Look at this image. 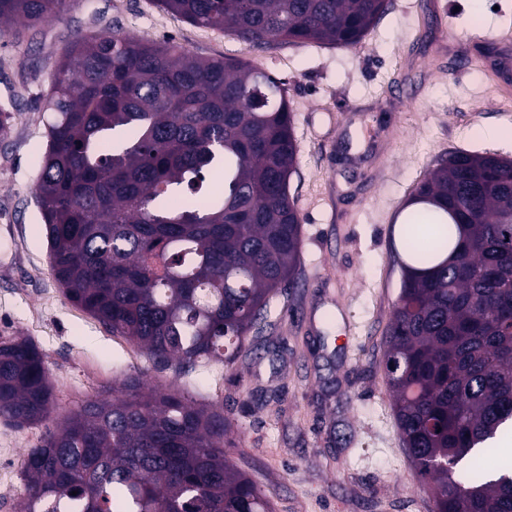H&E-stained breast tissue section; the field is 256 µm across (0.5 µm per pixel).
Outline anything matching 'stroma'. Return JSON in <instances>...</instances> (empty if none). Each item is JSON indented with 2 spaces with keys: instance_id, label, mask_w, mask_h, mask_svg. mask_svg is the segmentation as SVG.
Returning a JSON list of instances; mask_svg holds the SVG:
<instances>
[{
  "instance_id": "stroma-1",
  "label": "stroma",
  "mask_w": 512,
  "mask_h": 512,
  "mask_svg": "<svg viewBox=\"0 0 512 512\" xmlns=\"http://www.w3.org/2000/svg\"><path fill=\"white\" fill-rule=\"evenodd\" d=\"M419 3L391 0L353 49L258 52L152 0H70L61 18L0 45V103L16 113L0 140V338L27 337L44 353L55 396L45 426L0 419V448L27 456L45 430L131 375L223 414L230 461L274 512H435L400 440L383 363L401 285L392 239L416 183L448 152L512 157V146L472 134L512 128L502 98L512 89V0H430L428 15ZM102 31L257 62L288 88L301 263L270 302L274 330L235 363L157 365L70 303L51 273L33 198L46 149L39 100L65 45Z\"/></svg>"
}]
</instances>
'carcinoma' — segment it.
Returning <instances> with one entry per match:
<instances>
[{
	"label": "carcinoma",
	"instance_id": "carcinoma-1",
	"mask_svg": "<svg viewBox=\"0 0 512 512\" xmlns=\"http://www.w3.org/2000/svg\"><path fill=\"white\" fill-rule=\"evenodd\" d=\"M254 50L352 48L389 0H155ZM68 0H0V38ZM34 197L65 298L158 364L252 353L300 264L285 83L172 39L97 33L55 61ZM385 338L399 435L440 512H512V464L477 471L512 424V158L454 151L417 184ZM29 451L18 512H273L226 459L224 416L126 377ZM53 389L29 339L0 338V418L43 424Z\"/></svg>",
	"mask_w": 512,
	"mask_h": 512
}]
</instances>
